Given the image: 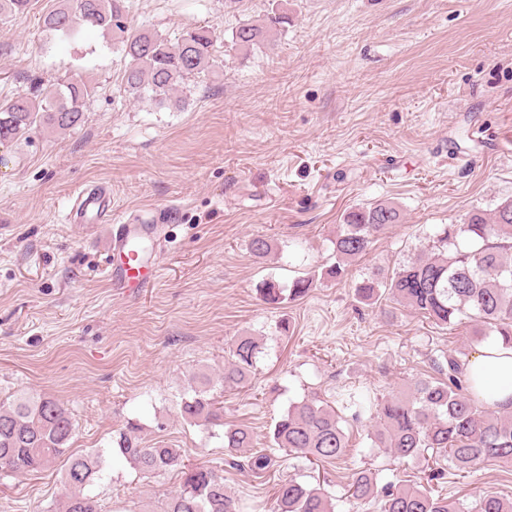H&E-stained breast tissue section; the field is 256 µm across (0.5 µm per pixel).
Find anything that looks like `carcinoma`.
Instances as JSON below:
<instances>
[{"label": "carcinoma", "instance_id": "1", "mask_svg": "<svg viewBox=\"0 0 512 512\" xmlns=\"http://www.w3.org/2000/svg\"><path fill=\"white\" fill-rule=\"evenodd\" d=\"M61 0L43 18L45 31L73 39L82 28H101L129 58L121 84L134 99H148L161 107L181 108L185 99L173 96L176 87L213 72L212 27L186 30L176 41L144 29H132L124 21L125 0ZM288 22L274 14L261 23L239 26L232 44L250 50L265 44L272 30ZM95 92L89 83L67 78L49 89H37L0 102V141L31 130H69L84 119L86 101ZM402 220L400 209L385 202L356 208L346 214L333 242L336 262L321 272L324 281L343 280L347 264L366 255L376 238ZM317 286L316 275L294 279L288 288L274 281L259 287L262 298L278 305L306 296ZM357 295L378 302L388 296L439 324L465 318L482 335L495 333L512 344V199L487 214L470 211L461 224L444 226L429 254H418L387 276L378 271L356 287ZM262 345L251 336L232 343L224 362V386L247 381ZM467 361L448 355L438 365L443 378H420L409 393L383 403L373 415L371 435L379 448L397 459L414 462L431 450L448 457L459 470L477 464L512 463V412L480 406L468 392ZM181 419L191 425L223 428L224 447H253L251 432L224 425L220 396L211 393V380L199 377L194 394L181 400ZM130 422L116 439L118 454L143 477L180 470L179 489L166 501L162 512H238L236 499L224 489V476L214 467L184 464L183 450L168 446H144ZM75 426L70 412L46 395L19 394L0 400V476L18 472L38 473L63 465L62 481L71 489L63 512H102L84 489L100 479L99 455L69 452ZM271 445L289 455L309 460L338 462L348 455V441L336 412L311 398L293 403L276 422ZM272 458L264 451L246 456L244 466L262 472ZM356 504L373 503L380 512H512V502L497 495L483 496L470 510L463 503L434 495L427 488L396 489L387 484L376 489L372 473H355L347 489ZM273 512H334L331 498L321 489L293 478L278 484Z\"/></svg>", "mask_w": 512, "mask_h": 512}]
</instances>
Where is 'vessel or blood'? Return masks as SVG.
<instances>
[{
    "instance_id": "1",
    "label": "vessel or blood",
    "mask_w": 512,
    "mask_h": 512,
    "mask_svg": "<svg viewBox=\"0 0 512 512\" xmlns=\"http://www.w3.org/2000/svg\"><path fill=\"white\" fill-rule=\"evenodd\" d=\"M72 222L80 227L105 225L107 255H119L120 265L106 264L105 278L111 288L128 291L151 287L161 275L157 252L164 235L163 225L138 216L112 221V193L107 185L99 184L78 192L72 210Z\"/></svg>"
}]
</instances>
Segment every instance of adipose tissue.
Here are the masks:
<instances>
[{"instance_id": "adipose-tissue-1", "label": "adipose tissue", "mask_w": 512, "mask_h": 512, "mask_svg": "<svg viewBox=\"0 0 512 512\" xmlns=\"http://www.w3.org/2000/svg\"><path fill=\"white\" fill-rule=\"evenodd\" d=\"M467 374L485 404L512 410V347L498 339L480 345L469 359Z\"/></svg>"}]
</instances>
